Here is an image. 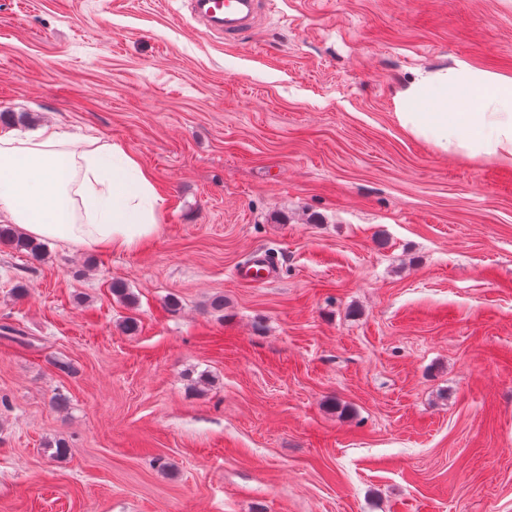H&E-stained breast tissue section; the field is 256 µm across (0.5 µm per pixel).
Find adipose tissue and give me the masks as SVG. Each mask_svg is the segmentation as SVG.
<instances>
[{"mask_svg": "<svg viewBox=\"0 0 512 512\" xmlns=\"http://www.w3.org/2000/svg\"><path fill=\"white\" fill-rule=\"evenodd\" d=\"M396 117L443 155L512 167V77L465 61L421 73L395 97ZM114 142L76 146L44 126L0 132V218L25 236L88 251H131L160 228V198Z\"/></svg>", "mask_w": 512, "mask_h": 512, "instance_id": "obj_1", "label": "adipose tissue"}]
</instances>
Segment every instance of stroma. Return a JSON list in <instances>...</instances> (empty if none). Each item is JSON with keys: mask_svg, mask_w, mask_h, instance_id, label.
Returning <instances> with one entry per match:
<instances>
[{"mask_svg": "<svg viewBox=\"0 0 512 512\" xmlns=\"http://www.w3.org/2000/svg\"><path fill=\"white\" fill-rule=\"evenodd\" d=\"M459 60L512 77V0H261L231 44L189 0H0V130L121 144L162 208L0 247V512H512V168L395 115ZM237 275L243 281L266 283L273 275V271L266 254H261L254 255L247 264L240 268Z\"/></svg>", "mask_w": 512, "mask_h": 512, "instance_id": "35a3bbf8", "label": "stroma"}]
</instances>
